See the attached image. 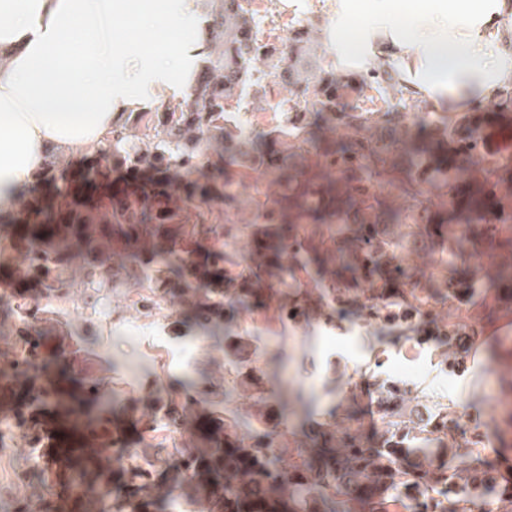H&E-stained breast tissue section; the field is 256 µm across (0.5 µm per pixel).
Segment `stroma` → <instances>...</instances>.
<instances>
[{
    "label": "stroma",
    "mask_w": 512,
    "mask_h": 512,
    "mask_svg": "<svg viewBox=\"0 0 512 512\" xmlns=\"http://www.w3.org/2000/svg\"><path fill=\"white\" fill-rule=\"evenodd\" d=\"M254 7L263 13V30L282 38L294 28L316 29L327 20L326 0H298L292 9L276 0H256ZM55 306L62 325L44 332L43 339L48 350H65L66 358L52 366L50 374L64 379L78 408L88 410L94 404L82 389L84 383L96 378L112 383L124 392L132 408L130 422L140 431L155 417L150 406L155 389L178 392L187 378L202 374L208 379L204 408L223 409V345L199 338L192 323L179 317L177 302L154 307L132 270H122L117 287L98 292L74 280ZM234 319L241 335L259 339L253 368L270 371V356L281 354L286 377L314 397V419H322L337 404L336 386L360 369L456 404L468 430L488 421L493 412L502 368L492 355L508 324L500 316L475 321L473 352L456 370L440 365L433 342L418 344L419 358L409 361L402 349L380 344L373 326L354 319L346 321L342 340L334 326L321 320L307 323L273 313H238ZM135 323L142 329L132 339L127 328ZM56 472V466L34 464L28 431L11 420L0 422V512H17L20 504L55 498L60 489Z\"/></svg>",
    "instance_id": "obj_1"
}]
</instances>
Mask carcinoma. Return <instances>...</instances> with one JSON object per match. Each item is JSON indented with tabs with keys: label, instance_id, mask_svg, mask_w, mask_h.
Returning a JSON list of instances; mask_svg holds the SVG:
<instances>
[{
	"label": "carcinoma",
	"instance_id": "cac0c4a2",
	"mask_svg": "<svg viewBox=\"0 0 512 512\" xmlns=\"http://www.w3.org/2000/svg\"><path fill=\"white\" fill-rule=\"evenodd\" d=\"M206 2L207 52L187 96L121 113L87 168L84 192L45 156L37 181L55 194L45 205L20 200L27 234L0 222V250L24 256L21 277L38 279L45 299L17 312L18 325L0 335L54 327L52 299L78 276L90 288L112 287L118 258L139 267L137 279L156 302L178 298L202 338L225 341L224 356L236 366L256 353V337L239 335L223 317L227 308L328 324L350 317L375 325L393 346L430 326L441 363L459 367L471 350L462 307L473 310L480 297L512 314V154L492 153L485 141L489 122L512 131V92L498 93L491 112L415 122L407 112L414 92L395 66L372 81L339 75L318 54L311 28L264 41L254 0ZM266 75L288 90L278 104L282 119L269 130L228 110L250 91L267 95ZM376 99L381 106H365ZM118 171L146 180L98 198ZM255 174L266 191L240 192ZM228 208L255 212L267 227L265 245L224 251V240L240 231L223 223ZM422 249L432 265L424 282L416 266ZM313 276L318 286L309 289ZM442 301L444 316L435 312ZM495 357L506 368L495 410L463 443L453 407L361 370L326 417L284 448L280 432L259 431L231 408L245 384L237 371L224 387V412H215L224 435L191 443L169 480L113 473L112 483L125 479L130 491L110 504L100 497L99 512H151L173 504L186 485L199 512H512V345L500 344ZM46 370L35 361L26 377L43 414L56 407ZM200 384L188 381L177 396L157 390L155 409L186 429L202 404ZM283 385V419H310L305 391ZM369 394L382 420L372 436L356 411ZM98 407L94 442L103 444L109 404ZM450 451L464 461L449 465Z\"/></svg>",
	"mask_w": 512,
	"mask_h": 512
}]
</instances>
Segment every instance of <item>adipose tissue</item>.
Masks as SVG:
<instances>
[{
    "mask_svg": "<svg viewBox=\"0 0 512 512\" xmlns=\"http://www.w3.org/2000/svg\"><path fill=\"white\" fill-rule=\"evenodd\" d=\"M320 37L337 71L395 64L435 112L491 101L504 75L491 36L512 0H327ZM194 0H0V218L47 150L93 154L143 92L166 100L205 46Z\"/></svg>",
    "mask_w": 512,
    "mask_h": 512,
    "instance_id": "1",
    "label": "adipose tissue"
}]
</instances>
